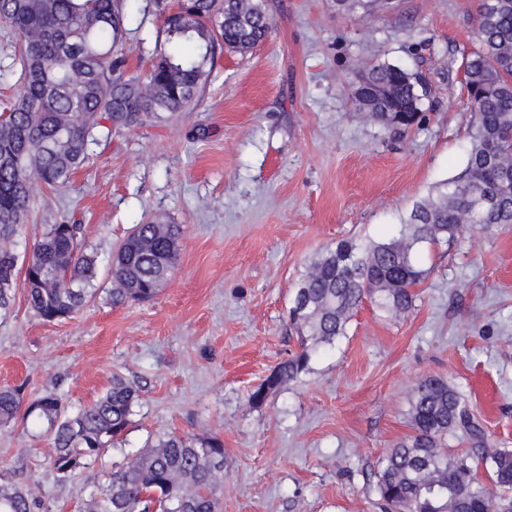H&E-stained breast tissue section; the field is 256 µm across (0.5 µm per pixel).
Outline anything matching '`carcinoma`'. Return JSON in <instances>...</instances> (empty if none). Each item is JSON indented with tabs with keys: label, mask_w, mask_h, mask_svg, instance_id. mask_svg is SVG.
I'll return each instance as SVG.
<instances>
[{
	"label": "carcinoma",
	"mask_w": 512,
	"mask_h": 512,
	"mask_svg": "<svg viewBox=\"0 0 512 512\" xmlns=\"http://www.w3.org/2000/svg\"><path fill=\"white\" fill-rule=\"evenodd\" d=\"M128 0H0V22L17 36L16 92L0 112V309L14 299L18 257L9 246L27 223L34 182L66 187L89 159L96 131L129 129L160 112L199 105L216 46L246 52L266 41V0H154L163 42L155 45L147 80L128 71L124 40ZM400 0H336L358 19L395 11ZM479 48L462 60L471 102L470 143L462 172L441 184L437 197L416 206L398 234L369 244L343 240L326 250L296 289L289 311L300 351L278 364L250 394L259 406L306 369L312 354L332 345L365 298L390 312L413 308L425 270L422 248L452 242L466 231L512 225V0H481ZM426 87L406 67L372 63L358 72L355 104L386 128L422 122ZM108 126H103V123ZM83 227L51 224L24 263L28 308L46 322L68 318L97 295V257L87 252ZM180 227L135 225L113 255L112 304L147 302L179 257ZM140 395L122 376L94 402L73 411L48 394L26 416L54 448L49 464L62 478L105 456L129 425ZM20 390H0V427L17 419ZM412 435L389 449L377 472L384 512H512V450L487 451L489 440L456 390L442 377L421 379L410 400ZM469 444L466 454L444 446L448 435ZM489 463L492 493L478 474ZM224 471L220 440L176 434L158 437L108 472L91 492L87 512H219ZM30 491L0 483V512H34Z\"/></svg>",
	"instance_id": "carcinoma-1"
}]
</instances>
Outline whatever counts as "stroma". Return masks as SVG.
<instances>
[{
	"label": "stroma",
	"mask_w": 512,
	"mask_h": 512,
	"mask_svg": "<svg viewBox=\"0 0 512 512\" xmlns=\"http://www.w3.org/2000/svg\"><path fill=\"white\" fill-rule=\"evenodd\" d=\"M267 41L217 49L199 106L152 126L99 133L68 187L34 185L20 230L83 224L100 270L136 224L181 225L180 258L147 303L105 296L47 323L23 289L0 311V389L92 402L113 374L141 400L122 442L61 479L50 443L0 428V478L35 512H84L113 463L167 434L224 444L221 512H381L379 461L411 433L420 378L448 381L491 448L512 450V226L424 252L409 313L364 301L334 345L259 406L248 396L299 346L288 310L312 261L340 240H380L462 171L471 112L458 67L479 46V0H402L357 20L334 0H266ZM161 22L132 0L125 54L145 74ZM373 60L427 83L420 127L394 131L357 109L355 73Z\"/></svg>",
	"instance_id": "35a3bbf8"
}]
</instances>
